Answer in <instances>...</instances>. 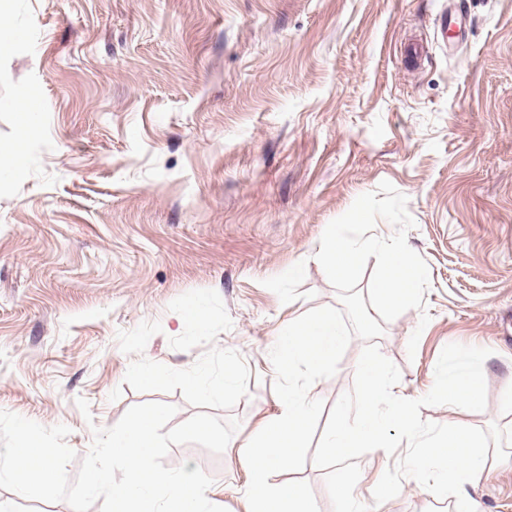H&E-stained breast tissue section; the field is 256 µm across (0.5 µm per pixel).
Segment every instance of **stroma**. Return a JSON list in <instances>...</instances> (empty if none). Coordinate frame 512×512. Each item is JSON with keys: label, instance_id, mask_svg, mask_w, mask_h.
I'll return each instance as SVG.
<instances>
[{"label": "stroma", "instance_id": "stroma-1", "mask_svg": "<svg viewBox=\"0 0 512 512\" xmlns=\"http://www.w3.org/2000/svg\"><path fill=\"white\" fill-rule=\"evenodd\" d=\"M0 40V410L68 426L78 459L137 404L238 420L223 453L174 445L164 463L244 512L239 448L278 410L270 349L339 306L321 236L387 181L430 276L424 310L376 340L393 392L426 395L447 344L490 349L484 411L420 415L463 423L494 464L464 494L512 512V0H8ZM364 346L310 397L351 391ZM395 461L360 457L359 501L455 512L407 480L374 504Z\"/></svg>", "mask_w": 512, "mask_h": 512}]
</instances>
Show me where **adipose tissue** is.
Returning a JSON list of instances; mask_svg holds the SVG:
<instances>
[{"label": "adipose tissue", "instance_id": "ef3b65f1", "mask_svg": "<svg viewBox=\"0 0 512 512\" xmlns=\"http://www.w3.org/2000/svg\"><path fill=\"white\" fill-rule=\"evenodd\" d=\"M433 460L440 467L450 469L451 480L456 484L488 479L493 469L487 455L475 449L463 424L456 420L449 422L442 448Z\"/></svg>", "mask_w": 512, "mask_h": 512}]
</instances>
